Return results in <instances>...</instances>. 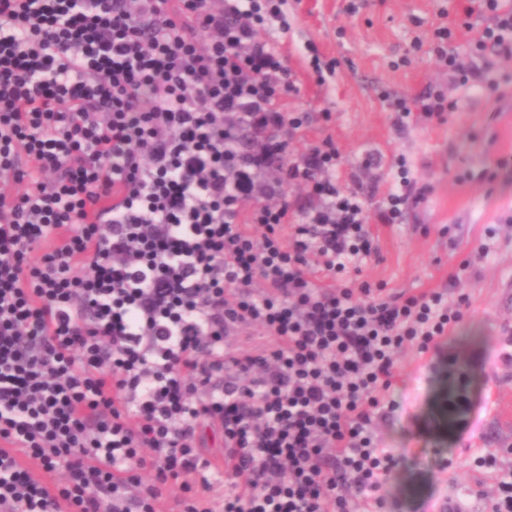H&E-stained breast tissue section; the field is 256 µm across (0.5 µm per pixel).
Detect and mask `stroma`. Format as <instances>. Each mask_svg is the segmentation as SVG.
Listing matches in <instances>:
<instances>
[{
	"instance_id": "obj_1",
	"label": "stroma",
	"mask_w": 512,
	"mask_h": 512,
	"mask_svg": "<svg viewBox=\"0 0 512 512\" xmlns=\"http://www.w3.org/2000/svg\"><path fill=\"white\" fill-rule=\"evenodd\" d=\"M291 28L277 40L300 91L285 107L308 115L294 150L332 138L339 183L361 190L370 213L409 169L426 197L398 224L371 223L378 255L359 261L357 281L408 295L443 292L462 305L455 332L428 350L406 345L374 421L376 446L397 461L380 490L387 507L367 512H491L490 493L512 472V61L479 57L466 42L462 0H288ZM480 67L481 86H451L435 58V31ZM335 62L318 83L314 60ZM432 88L456 103L442 119L389 111L384 96L415 100ZM474 266L461 263L474 250ZM465 391V412L443 424L448 383Z\"/></svg>"
}]
</instances>
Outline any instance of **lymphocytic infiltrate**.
<instances>
[{"label":"lymphocytic infiltrate","mask_w":512,"mask_h":512,"mask_svg":"<svg viewBox=\"0 0 512 512\" xmlns=\"http://www.w3.org/2000/svg\"><path fill=\"white\" fill-rule=\"evenodd\" d=\"M286 3L0 0V512H358L393 466L395 354L463 313L348 279L379 246L333 140L291 148ZM466 12L511 58L512 0ZM268 342L269 338L266 336H259L256 331L245 329L239 336L230 337L226 343L224 342V351L230 354H239Z\"/></svg>","instance_id":"f902f5d3"}]
</instances>
